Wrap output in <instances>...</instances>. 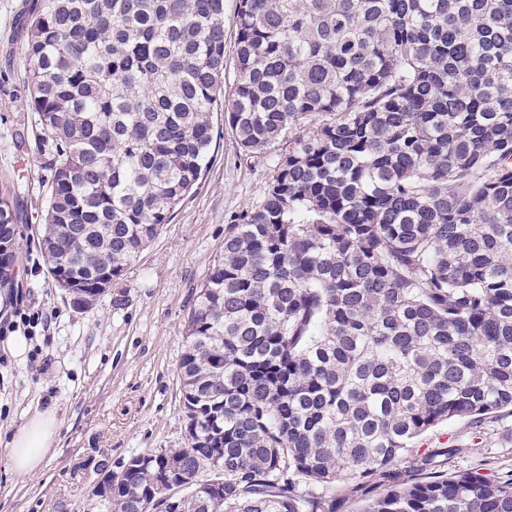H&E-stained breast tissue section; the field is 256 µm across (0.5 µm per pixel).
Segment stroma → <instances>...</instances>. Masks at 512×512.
<instances>
[{
	"label": "stroma",
	"mask_w": 512,
	"mask_h": 512,
	"mask_svg": "<svg viewBox=\"0 0 512 512\" xmlns=\"http://www.w3.org/2000/svg\"><path fill=\"white\" fill-rule=\"evenodd\" d=\"M34 2L0 0V194L23 214L18 285L0 288V322L25 306L43 313L26 330L32 348L25 359L14 358L0 335V445L38 409L56 410L59 433L32 474L10 472L0 455V512H97L91 488L99 469L118 472L132 457L187 447L179 370L187 312L223 254L227 224L263 203L288 145L246 153L215 114L210 162L171 224L92 309L73 308L37 243L48 159L18 147L32 133L22 48ZM420 446L454 449L441 464L451 474H511L512 413H497L479 430L463 420L439 424Z\"/></svg>",
	"instance_id": "35a3bbf8"
}]
</instances>
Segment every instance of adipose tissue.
Segmentation results:
<instances>
[{"label":"adipose tissue","instance_id":"ef3b65f1","mask_svg":"<svg viewBox=\"0 0 512 512\" xmlns=\"http://www.w3.org/2000/svg\"><path fill=\"white\" fill-rule=\"evenodd\" d=\"M57 429L54 410L35 411L4 445L10 471L26 474L38 469L55 443Z\"/></svg>","mask_w":512,"mask_h":512}]
</instances>
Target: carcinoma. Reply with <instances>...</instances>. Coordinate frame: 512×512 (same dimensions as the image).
Segmentation results:
<instances>
[{
  "label": "carcinoma",
  "instance_id": "carcinoma-1",
  "mask_svg": "<svg viewBox=\"0 0 512 512\" xmlns=\"http://www.w3.org/2000/svg\"><path fill=\"white\" fill-rule=\"evenodd\" d=\"M26 26L41 243L79 310L198 184L214 113L248 153L308 126L188 311V447L105 473L103 512H336V485L512 512V474L416 448L512 412V0H237L228 101L224 0H40Z\"/></svg>",
  "mask_w": 512,
  "mask_h": 512
}]
</instances>
